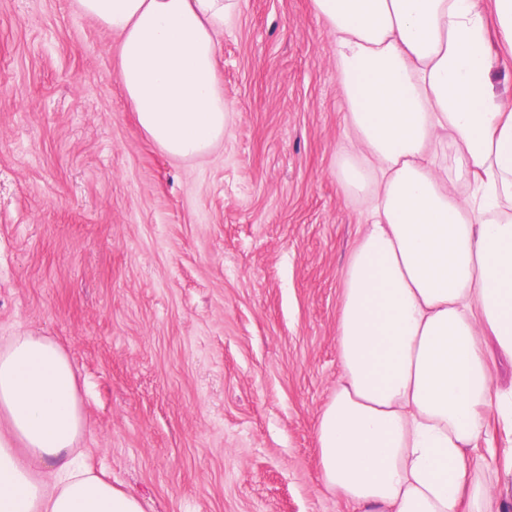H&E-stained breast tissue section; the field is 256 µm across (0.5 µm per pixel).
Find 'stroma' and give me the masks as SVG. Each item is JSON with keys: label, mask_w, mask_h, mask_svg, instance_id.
Listing matches in <instances>:
<instances>
[{"label": "stroma", "mask_w": 512, "mask_h": 512, "mask_svg": "<svg viewBox=\"0 0 512 512\" xmlns=\"http://www.w3.org/2000/svg\"><path fill=\"white\" fill-rule=\"evenodd\" d=\"M116 42L73 0H0V343L70 356L81 446L144 512H352L316 441L365 222L332 34L310 0H237L227 131L193 159L138 126Z\"/></svg>", "instance_id": "stroma-1"}]
</instances>
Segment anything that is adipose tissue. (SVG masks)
Listing matches in <instances>:
<instances>
[{
  "label": "adipose tissue",
  "mask_w": 512,
  "mask_h": 512,
  "mask_svg": "<svg viewBox=\"0 0 512 512\" xmlns=\"http://www.w3.org/2000/svg\"><path fill=\"white\" fill-rule=\"evenodd\" d=\"M118 35L115 74L177 159L224 139L219 36L236 0H75ZM334 37L350 145L338 180L369 199L343 271L342 377L318 416L322 477L356 512H495L470 451L492 391L483 334L512 357V108L490 80L512 0H312ZM466 184L468 193L457 191ZM74 364L26 330L0 345V512H143L96 473Z\"/></svg>",
  "instance_id": "1"
}]
</instances>
